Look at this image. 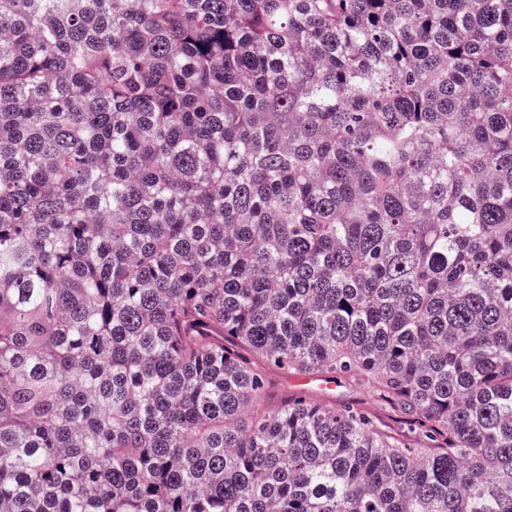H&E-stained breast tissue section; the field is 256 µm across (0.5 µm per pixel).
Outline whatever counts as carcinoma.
<instances>
[{
  "mask_svg": "<svg viewBox=\"0 0 512 512\" xmlns=\"http://www.w3.org/2000/svg\"><path fill=\"white\" fill-rule=\"evenodd\" d=\"M0 512H512V0H0ZM298 377L292 375L275 374L274 379L276 383V390L280 394H299L312 400H336V406L340 407L347 404L356 402H363L366 405H373V400L362 389L358 388L355 384L348 380H338L336 387V380L331 376H314L303 380L305 384L313 383V385L322 392L334 391L332 399H325L320 395L312 392L306 386L299 383Z\"/></svg>",
  "mask_w": 512,
  "mask_h": 512,
  "instance_id": "carcinoma-1",
  "label": "carcinoma"
}]
</instances>
